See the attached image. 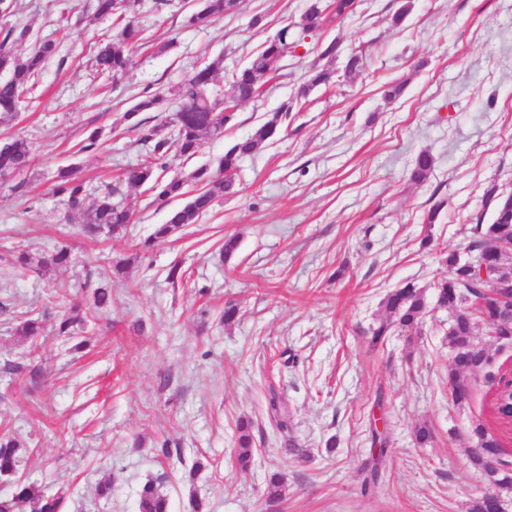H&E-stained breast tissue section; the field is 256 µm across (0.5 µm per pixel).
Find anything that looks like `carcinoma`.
Instances as JSON below:
<instances>
[{
	"label": "carcinoma",
	"instance_id": "obj_1",
	"mask_svg": "<svg viewBox=\"0 0 512 512\" xmlns=\"http://www.w3.org/2000/svg\"><path fill=\"white\" fill-rule=\"evenodd\" d=\"M241 3L242 0H203L202 7L187 14L185 22L189 26L207 25L217 17L234 13ZM132 7L131 0H96L95 11L99 16L112 14L121 21ZM354 9L355 0H331L324 7L321 6V0H309L299 21L283 27L274 37L265 40L246 65L225 75L230 90L229 101L237 105L258 97L270 75L277 71V65L283 57L296 52L306 38L315 35L326 24L350 15ZM13 36L14 29L10 28L0 40V72L5 74V77L0 78V123L14 118L19 99L36 86L45 64L60 52L59 42L47 40L36 45L26 57L19 58L8 47ZM140 36L139 27L129 20L111 39L101 43L93 61L97 76L109 81L127 72L132 65L131 47L140 41ZM221 69L220 59L205 62L177 88V126L169 135L163 132L161 126L148 125L146 119L141 117L142 113L152 112L158 107L161 96L151 94L138 98L124 113V120L139 132V141L149 153L148 160L126 170L116 184L106 186L91 207L83 206L86 182L79 176L78 169L71 165L58 169L53 193L65 201L70 209L81 212L87 234L98 237L105 232L118 237L127 224L131 223L132 212L117 201L124 183L131 187H148V190L155 192V200L162 205L184 199L181 205L167 212L164 223L156 225L151 235L153 240L174 236L205 214L215 198L234 193L240 160L263 149L275 137L290 108H285L283 113L278 111L257 124L247 137L234 142L224 151L217 162L223 177L214 178L207 166L195 169L187 179L174 177L165 181L162 176L171 149L192 158L201 150L206 139L224 133V129L213 124L210 119L211 113L223 111L214 95L215 79ZM331 78L329 66L311 65L306 81L297 91L296 101L306 99L311 91L328 84ZM31 153L32 148L25 140L0 142V174L23 172L29 165ZM433 164L434 158L429 151L420 152L410 172V180L415 183L426 181L433 171ZM189 180L198 185L192 194L186 190ZM485 203L493 205L494 218L490 224L479 220L472 227L469 251L474 253L473 265L465 267L458 254L450 252L444 259L448 266V277L433 284L436 306L448 310L453 317V331L448 335L449 347L469 346L462 357L450 364V376H463L472 372L469 368L471 363L478 365L482 371L491 361L486 344L474 342L476 329L481 325L489 326L488 318L494 316L491 311L484 314L475 308L486 287L479 266L501 265L512 269V259L501 253V244L512 239V193L491 190L487 193ZM385 310L386 319L371 329V343L377 345L383 342L393 327L409 336L421 334L427 304L419 287L409 282L390 292L385 299ZM83 322L81 309L72 306L59 322V333L66 334ZM268 414L276 420L278 426H286L287 414L273 388L269 390ZM236 441V463L246 471L253 462L250 421H239ZM19 448L16 439L0 433V477H10L16 473ZM139 500L141 512H169L167 497L160 494L152 482L141 488ZM22 506L27 508V512H59L60 498L48 495L43 487L35 483L19 481L11 497L0 499V512H19Z\"/></svg>",
	"mask_w": 512,
	"mask_h": 512
}]
</instances>
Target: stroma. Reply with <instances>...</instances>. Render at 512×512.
<instances>
[{
	"label": "stroma",
	"instance_id": "obj_1",
	"mask_svg": "<svg viewBox=\"0 0 512 512\" xmlns=\"http://www.w3.org/2000/svg\"><path fill=\"white\" fill-rule=\"evenodd\" d=\"M403 2L357 0L353 14L280 61L278 79L238 106L223 135L193 158L170 153V177L216 167L257 123L292 107L276 139L240 161L234 194L154 244L148 238L166 210L150 193L123 187L133 223L120 237L91 239L81 214L52 194L58 168L78 167L94 202L103 184L146 157L123 119L137 96L160 94L153 121L169 123L177 86L201 61L239 68L299 20L306 0H243L202 28L184 25L199 0L159 9L139 0L142 39L129 71L109 84L96 78L92 57L116 21L96 17L91 0H18L15 13L0 16V29L21 32L11 48L22 57L54 37L59 21L69 28L59 58L0 125L1 140L33 147L24 176L0 179V431L21 443L17 474L0 478V498L19 479L63 494L62 512H139V491L155 479L170 512H191L195 497L208 512H469L491 490L468 456L475 425L500 440L501 459L512 465V427L489 408L512 345L492 344L490 364L467 375L470 400L461 406L448 384L447 313H427L421 335L396 330L383 343L370 340L387 316L386 295L411 281L432 298L448 274L444 257L465 253L475 219L492 222L486 191H512V0H413L396 29L391 17ZM332 42V83L296 105L307 65ZM356 51L365 68L353 76L345 63ZM401 81L403 95L384 100L382 85ZM91 122L99 145L83 151ZM424 150L434 167L416 184L410 171ZM440 200L443 210L426 223ZM229 236L238 248L225 258ZM60 246L71 253L67 265L15 262ZM174 266L183 274L176 282L168 277ZM104 282L112 302L97 310L92 292ZM229 302L239 315L227 325ZM75 303L83 325L75 336L59 334ZM36 316L40 335H18ZM35 364L43 374L34 380ZM272 390L289 433L267 413ZM243 417L253 422L247 471L235 464ZM420 424L434 435L424 447L414 437ZM375 427L389 445L368 487ZM196 460L203 467L191 480ZM274 473L284 485L272 503ZM107 478L111 493L98 495Z\"/></svg>",
	"mask_w": 512,
	"mask_h": 512
}]
</instances>
